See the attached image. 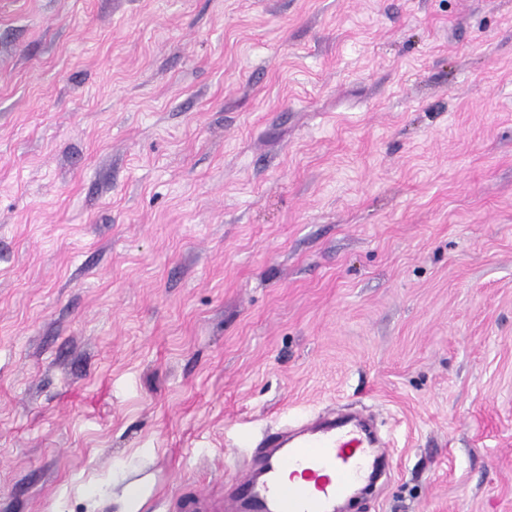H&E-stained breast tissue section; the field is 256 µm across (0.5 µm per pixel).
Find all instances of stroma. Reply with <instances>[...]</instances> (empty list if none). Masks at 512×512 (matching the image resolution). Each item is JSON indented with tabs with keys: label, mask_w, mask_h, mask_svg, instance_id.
Wrapping results in <instances>:
<instances>
[{
	"label": "stroma",
	"mask_w": 512,
	"mask_h": 512,
	"mask_svg": "<svg viewBox=\"0 0 512 512\" xmlns=\"http://www.w3.org/2000/svg\"><path fill=\"white\" fill-rule=\"evenodd\" d=\"M338 407L347 512H512V0H0V512Z\"/></svg>",
	"instance_id": "1"
}]
</instances>
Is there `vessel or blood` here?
I'll return each mask as SVG.
<instances>
[{
    "label": "vessel or blood",
    "mask_w": 512,
    "mask_h": 512,
    "mask_svg": "<svg viewBox=\"0 0 512 512\" xmlns=\"http://www.w3.org/2000/svg\"><path fill=\"white\" fill-rule=\"evenodd\" d=\"M244 445L250 464L225 481L223 495L206 504L183 494L177 512H336L356 486L373 480L384 455L381 440L358 415L305 417ZM288 469L301 473L303 483L286 482Z\"/></svg>",
    "instance_id": "b4317fda"
}]
</instances>
